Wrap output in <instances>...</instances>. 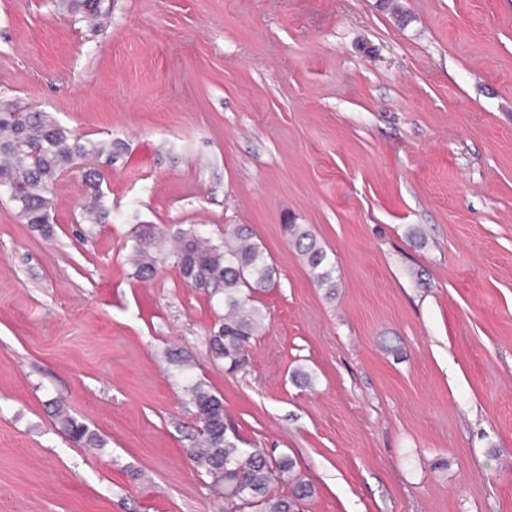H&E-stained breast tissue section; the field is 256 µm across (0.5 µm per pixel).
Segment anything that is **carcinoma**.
Segmentation results:
<instances>
[{
	"instance_id": "cac0c4a2",
	"label": "carcinoma",
	"mask_w": 512,
	"mask_h": 512,
	"mask_svg": "<svg viewBox=\"0 0 512 512\" xmlns=\"http://www.w3.org/2000/svg\"><path fill=\"white\" fill-rule=\"evenodd\" d=\"M58 8L74 20L101 27L100 0H58ZM112 153V146L84 141L61 125L50 113L21 107L15 101L0 99V190L6 192L18 216L42 235L53 234V218L48 194L68 167L90 156ZM105 180L98 170L85 174L90 201L83 206L84 224H103L109 217L101 188ZM285 232L301 248L314 279L321 285L335 286V266L315 236L299 224L284 225ZM132 264L139 279L153 277L166 257V244L172 240V256L183 281L217 299L224 316L208 336L214 358L224 360L236 370L246 362L250 340L264 328V318L248 303L275 281L276 270L261 247L252 241L245 227L213 241L191 236V230L135 224L129 231ZM189 403L195 409L196 428L190 435L186 455L211 479L214 496L224 503L221 512H299V502L310 493L307 483L296 473V461L287 456H272L264 448H241L239 436L226 421L223 396L201 382L185 386ZM52 416L71 441L84 447L102 446L100 436L72 416L59 401L49 402ZM276 485L291 489L288 495L272 492Z\"/></svg>"
}]
</instances>
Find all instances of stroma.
<instances>
[{
	"instance_id": "stroma-1",
	"label": "stroma",
	"mask_w": 512,
	"mask_h": 512,
	"mask_svg": "<svg viewBox=\"0 0 512 512\" xmlns=\"http://www.w3.org/2000/svg\"><path fill=\"white\" fill-rule=\"evenodd\" d=\"M103 6L94 34L0 0V97L112 144L55 183L52 237L0 193V512H220L170 350L296 460L302 512H512V0ZM91 168L103 224L80 219ZM135 222L252 232L277 278L239 370L173 261L135 277ZM52 399L104 447L58 433ZM287 235L293 237L301 248L305 261L314 279L321 285L335 286V266L329 262L328 254L315 236L300 224H284Z\"/></svg>"
}]
</instances>
